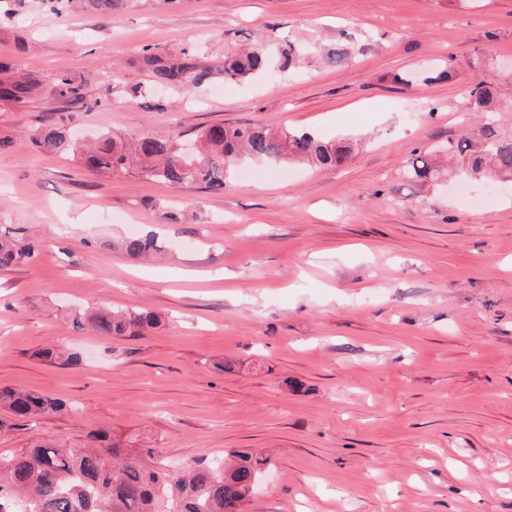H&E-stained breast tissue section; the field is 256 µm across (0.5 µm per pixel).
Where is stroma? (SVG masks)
<instances>
[{
    "label": "stroma",
    "instance_id": "1",
    "mask_svg": "<svg viewBox=\"0 0 512 512\" xmlns=\"http://www.w3.org/2000/svg\"><path fill=\"white\" fill-rule=\"evenodd\" d=\"M288 40L299 68L225 80L226 56ZM340 44L349 64L317 57ZM146 46L197 51L214 75L191 96L131 99ZM0 59L43 87L0 102L15 140L0 230L40 243L34 265L0 270V387L69 405L1 430L0 459L76 450L102 426L141 460L269 456L246 512H512V183L405 175L414 150L480 123L469 88L512 63V0H0ZM449 61L453 79L430 81ZM63 70L103 106L57 100ZM61 118L84 139L261 124L358 148L334 169L252 160L214 193L100 176L22 139ZM168 206L185 223H165ZM150 232L162 251L136 263L120 242ZM101 306L159 323L76 334L71 311ZM56 345L83 364L39 358Z\"/></svg>",
    "mask_w": 512,
    "mask_h": 512
}]
</instances>
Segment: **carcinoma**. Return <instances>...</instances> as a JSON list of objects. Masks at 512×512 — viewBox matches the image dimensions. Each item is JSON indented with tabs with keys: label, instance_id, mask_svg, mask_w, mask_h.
<instances>
[{
	"label": "carcinoma",
	"instance_id": "1",
	"mask_svg": "<svg viewBox=\"0 0 512 512\" xmlns=\"http://www.w3.org/2000/svg\"><path fill=\"white\" fill-rule=\"evenodd\" d=\"M153 84L164 83L186 92L203 86L210 71L199 65L189 52L176 59H164L146 48L140 60ZM266 67L259 51L224 60V77H246ZM13 66L0 60V101L26 104L42 92L35 79L19 78ZM53 92L66 104L95 109L104 104L90 99L82 79L69 73L57 74ZM469 96L483 113V123L470 129L448 153L458 157L462 170L475 180H512V136L499 130L497 113L504 111L498 85L479 81L470 86ZM28 139L53 154L76 153L78 148L70 127L57 121L36 128ZM193 142L195 153L184 154L178 134L164 137L145 135L126 142L102 135L94 146L80 154L91 170L120 176L134 172L144 178L171 185L198 184L211 191L224 189L233 167L244 155L274 164L307 162L329 168L347 161L350 144L331 140L316 131L273 130L266 126L216 124L199 130ZM412 179L433 181L441 176L428 153L412 159L407 169ZM123 250L133 259H143L161 250L153 235L129 237ZM37 247L6 231L0 233V269L29 265ZM157 319L150 312L96 310L78 312L73 330L98 336H122L133 330L152 329ZM38 356L62 366L82 363L79 352L47 348ZM0 405L13 419L34 424L67 410L64 401L37 393L1 389ZM88 449L73 453L52 444L37 443L6 460H0V512H243L268 460L253 453L231 451L228 461L217 465L190 463L180 467L155 459L147 464L127 457V449L112 441L108 431L87 432Z\"/></svg>",
	"mask_w": 512,
	"mask_h": 512
}]
</instances>
